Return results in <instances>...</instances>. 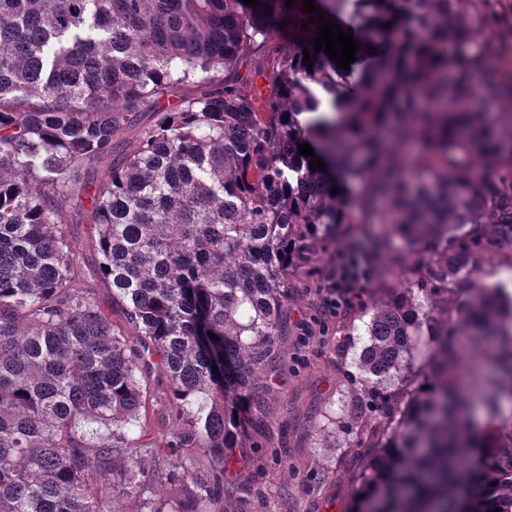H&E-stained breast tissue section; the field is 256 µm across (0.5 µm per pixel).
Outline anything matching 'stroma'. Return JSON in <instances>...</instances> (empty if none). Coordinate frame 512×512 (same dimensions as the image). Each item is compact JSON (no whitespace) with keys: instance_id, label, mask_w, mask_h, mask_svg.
Segmentation results:
<instances>
[{"instance_id":"35a3bbf8","label":"stroma","mask_w":512,"mask_h":512,"mask_svg":"<svg viewBox=\"0 0 512 512\" xmlns=\"http://www.w3.org/2000/svg\"><path fill=\"white\" fill-rule=\"evenodd\" d=\"M378 236L387 239L388 259L406 252L404 241L389 235L384 225L348 224L318 247L310 263L288 273V301L282 308L286 328L277 338L275 370L265 378L270 415L263 431L250 434L232 474L248 489L244 512H347L356 489L352 478L364 463L346 410L359 379L356 362L368 341L370 313L362 302L325 318L316 286L338 252L367 248ZM388 259L376 263L369 294L402 283ZM305 320L323 324V331L303 339ZM141 383V426L132 437L151 467L131 505L144 512L161 502L174 512L192 486L191 474L203 473L209 463L195 455L192 473L183 472L184 451L174 442L185 420L171 402L167 379L153 367Z\"/></svg>"}]
</instances>
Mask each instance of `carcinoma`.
<instances>
[{
  "label": "carcinoma",
  "instance_id": "carcinoma-1",
  "mask_svg": "<svg viewBox=\"0 0 512 512\" xmlns=\"http://www.w3.org/2000/svg\"><path fill=\"white\" fill-rule=\"evenodd\" d=\"M315 6L351 19L350 69L314 53L303 0H0V512H138L147 460L130 433L150 363L91 296L98 281L159 357L179 447L209 461L176 512H238L224 463L268 419L257 381L288 271L342 224L392 227L417 277L371 306L348 417L377 452L356 506L512 512V422L482 437L471 412L482 392L512 399V299L479 280L450 298L492 247L512 263V86L487 65L503 47L470 50L474 0ZM256 53L267 95L235 77ZM479 95L495 114L471 108ZM68 224L90 225L95 263ZM425 332L438 347L406 398L390 382L408 381ZM463 339L496 346L502 379L470 371Z\"/></svg>",
  "mask_w": 512,
  "mask_h": 512
}]
</instances>
